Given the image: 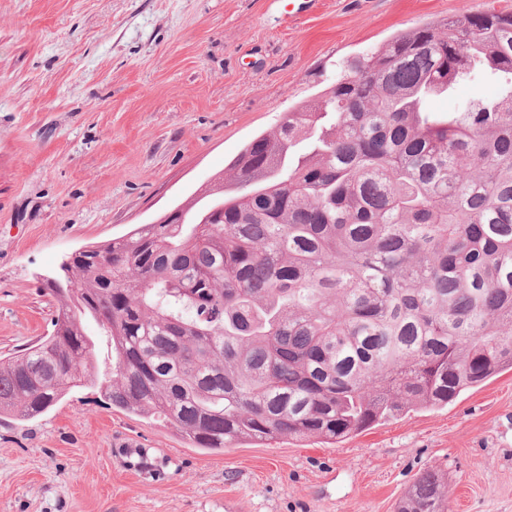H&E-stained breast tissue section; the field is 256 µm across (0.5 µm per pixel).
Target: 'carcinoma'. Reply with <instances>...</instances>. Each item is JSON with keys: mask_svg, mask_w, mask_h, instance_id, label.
Segmentation results:
<instances>
[{"mask_svg": "<svg viewBox=\"0 0 512 512\" xmlns=\"http://www.w3.org/2000/svg\"><path fill=\"white\" fill-rule=\"evenodd\" d=\"M480 71L497 96L427 109ZM231 170L236 189L44 280L52 331L0 359L1 417L83 386L101 342L112 406L206 450L336 442L512 369V14L465 8L355 58ZM395 512H448L442 470Z\"/></svg>", "mask_w": 512, "mask_h": 512, "instance_id": "cac0c4a2", "label": "carcinoma"}]
</instances>
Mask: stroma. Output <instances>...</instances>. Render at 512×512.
<instances>
[{"mask_svg":"<svg viewBox=\"0 0 512 512\" xmlns=\"http://www.w3.org/2000/svg\"><path fill=\"white\" fill-rule=\"evenodd\" d=\"M512 0H0V355L51 331L41 278L230 176L253 137L348 62ZM484 76L431 111L493 96ZM448 512H512V370L337 443L194 447L88 385L0 417V512H394L424 470Z\"/></svg>","mask_w":512,"mask_h":512,"instance_id":"1","label":"stroma"}]
</instances>
